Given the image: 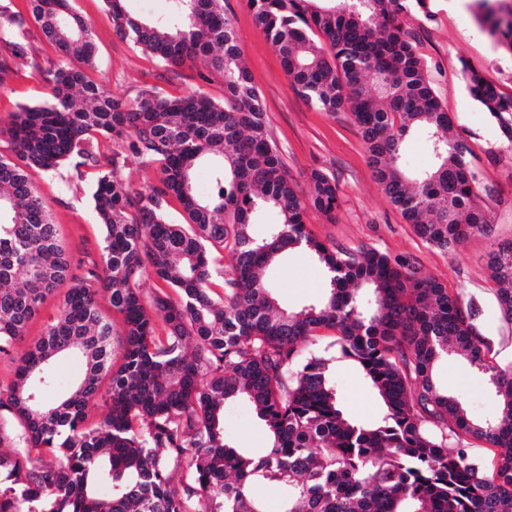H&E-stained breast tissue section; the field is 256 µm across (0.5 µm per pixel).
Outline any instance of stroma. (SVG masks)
Segmentation results:
<instances>
[{
    "mask_svg": "<svg viewBox=\"0 0 512 512\" xmlns=\"http://www.w3.org/2000/svg\"><path fill=\"white\" fill-rule=\"evenodd\" d=\"M475 0H427L426 10L412 9L401 21L419 34L418 54L430 66L436 96L467 136L489 192L482 205L491 219L494 236L475 237L448 253L422 241L406 224L373 178L367 148L344 113L323 112L308 105L292 89L274 47L261 34L245 0H224V11L236 32L253 83L267 112L268 130L290 173L306 182L312 169L331 173L339 191L334 220L309 211L307 225L321 241L342 248L368 247L391 256H411L424 272L446 286L462 304L479 310L482 334L490 355L500 364L512 363V323L503 319L496 284L486 267L492 240L512 238V142L498 121L468 94L462 72L470 63L504 95L512 96V51L498 45L477 21ZM74 10L91 26L96 44V71L113 96L127 99L146 87L171 96L198 89L214 100L224 98V81L203 82L206 64L198 60L164 79L155 61L113 31L112 16L102 0H72ZM48 88L32 67L22 68L0 91V129L8 128L17 104L47 100ZM72 167L60 174L35 171L31 179L58 224L72 257L88 267L99 263L102 227L90 201L91 180L72 179ZM274 296L281 307L296 309L321 297L324 276L307 251L292 252L268 271ZM332 381L341 406L351 420L376 423L384 413L381 399L350 361L336 360ZM437 381L449 393L462 396L467 416L483 421L498 415L497 397L484 375L452 356L437 370ZM224 437L228 444L260 457L269 448L263 422L244 399L224 404Z\"/></svg>",
    "mask_w": 512,
    "mask_h": 512,
    "instance_id": "stroma-1",
    "label": "stroma"
}]
</instances>
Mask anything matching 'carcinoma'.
I'll return each instance as SVG.
<instances>
[{"mask_svg":"<svg viewBox=\"0 0 512 512\" xmlns=\"http://www.w3.org/2000/svg\"><path fill=\"white\" fill-rule=\"evenodd\" d=\"M103 0L115 32L164 70L198 58L224 78V101L144 88L114 97L90 75L96 45L69 0H30L31 15L59 59L28 62L29 29L12 0H0V91L28 64L52 99L12 113L8 153L0 152V356L26 335L48 297L67 286L59 315L15 359L0 412L22 428L24 451L0 449V512H512V364L489 358L471 306L423 275L408 256L350 250L318 240L305 215L332 219L336 180L315 169L302 194L268 133L267 113L242 60L224 0H170L164 20ZM425 0H246L293 89L325 112H342L361 135L373 177L427 244L453 251L490 236L479 203L473 153L436 97L417 34L399 21ZM481 25L512 50V3L478 0ZM471 98L512 141V97L465 64ZM423 133L434 163L415 176L403 166L407 138ZM159 171V184L134 191L129 157ZM73 165L93 171L91 195L103 226L101 267L75 272L32 171ZM210 165L211 191L195 187ZM176 200L185 223L172 222ZM268 208L281 222L256 238ZM326 274L323 296L299 310L275 306L266 271L296 248ZM230 249L226 273L216 249ZM497 300L512 323V239L487 253ZM158 284L151 306L138 288ZM222 292L215 291V287ZM123 316V362H112V322L99 296ZM162 329H157V324ZM326 330L381 398L372 426L350 423L331 379L336 357L300 346ZM75 352L84 372L71 392L49 401L53 364ZM467 358L499 398L497 421L466 417L461 400L434 381L438 363ZM103 394L107 413L86 425ZM252 403L271 438L256 459L224 442V402ZM456 434L501 449L492 472L448 449ZM187 462L191 483L172 484ZM257 485L285 496L273 508Z\"/></svg>","mask_w":512,"mask_h":512,"instance_id":"obj_1","label":"carcinoma"}]
</instances>
